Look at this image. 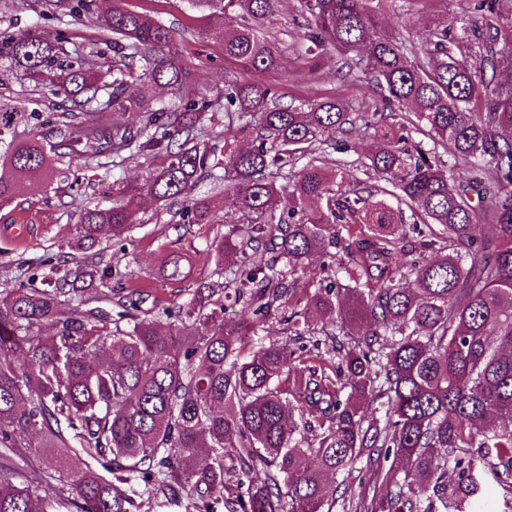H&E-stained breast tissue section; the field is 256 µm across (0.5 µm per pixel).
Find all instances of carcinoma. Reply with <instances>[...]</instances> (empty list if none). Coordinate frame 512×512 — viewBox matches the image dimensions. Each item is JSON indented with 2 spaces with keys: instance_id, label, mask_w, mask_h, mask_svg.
<instances>
[{
  "instance_id": "cac0c4a2",
  "label": "carcinoma",
  "mask_w": 512,
  "mask_h": 512,
  "mask_svg": "<svg viewBox=\"0 0 512 512\" xmlns=\"http://www.w3.org/2000/svg\"><path fill=\"white\" fill-rule=\"evenodd\" d=\"M121 2L102 15L95 0L67 3L71 16L112 35V92L103 102L105 63L86 55L59 63L55 42L31 32L4 41L9 69L57 97L99 104L104 125L64 111L49 146L37 132L18 137L13 112L0 109V203L48 175L47 149L80 156L90 147L114 167L127 151L164 162L141 186L113 182L110 204L82 205L84 241H123L146 194L178 207L186 224L213 223L214 197L193 191L219 167L243 222L208 250L224 281L158 311H142L135 290L115 318L88 306L86 279L98 280L103 296L112 289L107 269L80 261L62 275L48 258L42 287L8 289L0 448L17 454L39 435L46 472L68 487L76 512H133L137 500L160 494L186 498L187 512H215L220 501L228 512H332L336 476L361 462L383 474L385 493L357 501L356 512H476L489 483L512 504V48H495L498 34L470 23L460 36L469 48L456 53L438 24L415 53L381 30L373 3L384 0H300L313 66L335 57L342 78L355 70L370 77L412 118L353 113L331 97L285 106L275 90L235 80L225 85L224 116L252 146L226 141L220 150L198 141L212 105L187 95L175 32ZM190 2L228 19L225 58L255 71L278 67L279 48L259 26L280 0ZM142 80L177 95L179 106L145 100ZM130 112L139 124L124 121ZM358 121L384 141L357 164L373 183L316 157L323 145L355 150L349 133ZM410 125L432 147L408 148ZM294 157L305 163L277 186L270 166ZM487 169L498 190L480 212L472 196L486 193ZM401 204L420 223L406 228ZM482 216L492 235L478 238ZM341 245L344 263L331 252ZM418 248L435 256L407 262ZM314 255L329 259L316 286L302 281ZM229 305L243 317L227 321ZM317 315L338 329L323 332L333 358L304 344ZM276 316L287 337L266 343L259 331ZM369 405L384 414L365 419ZM74 441L114 480L72 470ZM41 489L0 466V512H44Z\"/></svg>"
}]
</instances>
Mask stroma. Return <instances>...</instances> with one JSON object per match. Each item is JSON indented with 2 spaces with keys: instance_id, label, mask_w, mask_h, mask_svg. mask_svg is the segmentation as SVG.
<instances>
[{
  "instance_id": "35a3bbf8",
  "label": "stroma",
  "mask_w": 512,
  "mask_h": 512,
  "mask_svg": "<svg viewBox=\"0 0 512 512\" xmlns=\"http://www.w3.org/2000/svg\"><path fill=\"white\" fill-rule=\"evenodd\" d=\"M475 0H397L396 7L380 6L382 29L414 46H421L425 34L435 22L448 27L449 37L460 34L463 26L475 20ZM125 7L150 13L177 33L181 57L190 68L199 93L217 108L214 120L204 121L203 138L223 144L233 137L222 112L224 85L238 79L272 87L282 104L299 106L318 97H339L354 112H378L382 109L381 93L366 77L342 81L335 62H328L317 73L308 70L304 54V19L298 0H282L269 27L279 48L280 67L275 72L244 70L236 61L225 58L224 43L218 33L221 18L204 19L187 0H124ZM37 29L47 38L64 32L60 59L87 54L97 49L104 56L112 54V38L88 20H77L53 0H33L27 10L17 9L13 0H0V32L19 34ZM16 109V128L26 132L39 129L50 134L54 117L66 108L65 102L48 92L36 89L20 74H7L0 87V107ZM38 119H31V112ZM53 167L60 177L35 189L22 185L15 198L0 205V289L31 283L43 268L46 257L73 267L78 205L82 201L108 203L115 179L130 184L143 183L155 159L130 156L122 166L100 164L86 156H52ZM223 169H216L201 179L195 194L219 197L216 221L212 224H185L172 210L152 198H145L143 223L133 225L123 245L101 241L85 249L86 257L102 254L112 270L113 286L145 291V308L159 309L190 298L201 283H213L217 275L208 263L206 250L225 225L241 220L233 199H221ZM180 261L181 274L170 278L173 261Z\"/></svg>"
}]
</instances>
